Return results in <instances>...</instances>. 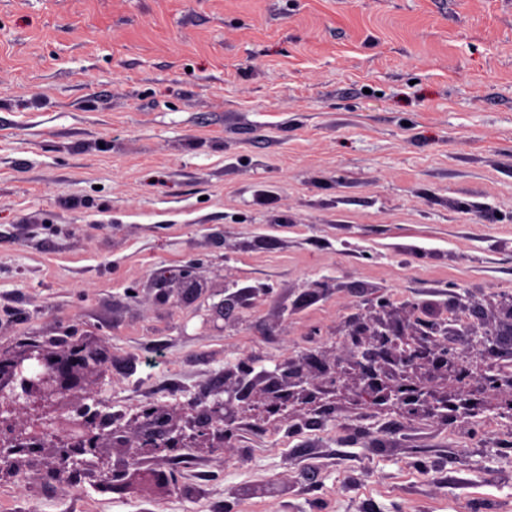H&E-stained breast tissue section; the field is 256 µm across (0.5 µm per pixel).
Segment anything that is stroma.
I'll return each mask as SVG.
<instances>
[{"mask_svg": "<svg viewBox=\"0 0 512 512\" xmlns=\"http://www.w3.org/2000/svg\"><path fill=\"white\" fill-rule=\"evenodd\" d=\"M188 268L231 319L161 299ZM511 301L512 0H0V352L105 344L87 404L116 427L249 369L195 470L2 468L15 512H512V385L484 395L471 337L436 339L469 415L321 375L356 326ZM293 360L312 395L268 414Z\"/></svg>", "mask_w": 512, "mask_h": 512, "instance_id": "obj_1", "label": "stroma"}]
</instances>
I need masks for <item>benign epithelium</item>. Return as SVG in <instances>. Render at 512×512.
Returning a JSON list of instances; mask_svg holds the SVG:
<instances>
[{
    "label": "benign epithelium",
    "instance_id": "7a95c632",
    "mask_svg": "<svg viewBox=\"0 0 512 512\" xmlns=\"http://www.w3.org/2000/svg\"><path fill=\"white\" fill-rule=\"evenodd\" d=\"M204 283L197 288H169L165 297L176 295L189 302L206 293ZM353 335L360 337L357 345L368 346L364 358L354 361V370L364 382L355 396L359 400L384 401L390 396L407 393L406 399L435 413L443 403L433 391L412 382L410 370L421 364H433V371L455 379L468 376V366L455 353L448 354V363L429 359L426 340L432 334L416 328L396 332L391 324L382 322L373 329L358 328ZM402 349L392 360L391 373L379 374L374 362L384 356L388 347ZM106 352L100 346H72L62 353L52 350L30 349L24 352H0V428L11 435V445L0 448V460L11 465L23 463L19 449L33 448L53 469L68 453L70 468L87 469L95 466L108 449L122 452L126 459L112 488L122 490L134 481L168 484L163 474L141 466L140 456L146 448L158 454L175 448L210 450L224 447V439L232 431L234 400L242 397L239 381H224L212 391V400L192 402L189 414L176 418L168 410L148 406L134 420L135 443H130L127 432L115 429L109 433L95 432L90 417L71 413L73 401L86 390L90 378L102 372ZM275 391L265 398L270 414L284 411L298 395L307 394V375L301 364L287 367L275 365L267 372Z\"/></svg>",
    "mask_w": 512,
    "mask_h": 512
}]
</instances>
